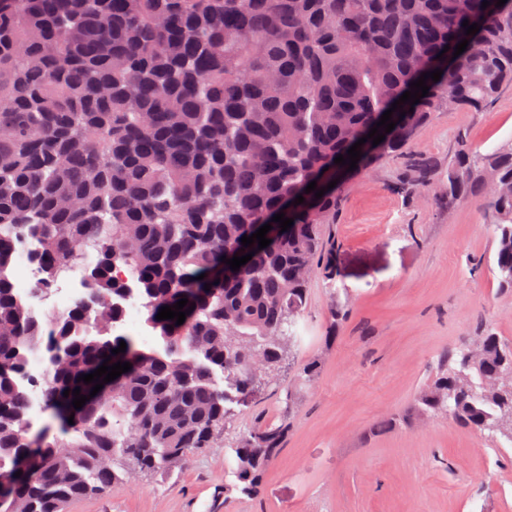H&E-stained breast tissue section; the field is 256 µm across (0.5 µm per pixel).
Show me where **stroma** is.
Wrapping results in <instances>:
<instances>
[{
    "instance_id": "35a3bbf8",
    "label": "stroma",
    "mask_w": 512,
    "mask_h": 512,
    "mask_svg": "<svg viewBox=\"0 0 512 512\" xmlns=\"http://www.w3.org/2000/svg\"><path fill=\"white\" fill-rule=\"evenodd\" d=\"M512 140V91L486 112H439L403 153L349 175L329 273L314 274L288 367L233 404L216 445L187 467L137 474L67 512H512V447H495L448 417L399 422L444 354L484 328L512 339V292L492 274L494 246L482 202L441 206L448 160L459 148L492 152ZM410 154L432 165L412 180ZM335 340H327L328 331ZM319 360L308 383L298 369ZM293 425L257 497L225 498L224 458L258 421L275 422L286 388ZM397 418L396 426L380 421Z\"/></svg>"
}]
</instances>
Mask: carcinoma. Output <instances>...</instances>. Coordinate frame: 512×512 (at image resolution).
I'll return each mask as SVG.
<instances>
[{"mask_svg":"<svg viewBox=\"0 0 512 512\" xmlns=\"http://www.w3.org/2000/svg\"><path fill=\"white\" fill-rule=\"evenodd\" d=\"M482 2L0 0V512H64L135 465L171 471L216 443L230 404L255 392L249 354L273 371L297 342L303 268L330 272L322 225L341 188L317 199L308 184L347 172L334 159L423 73L443 70L419 103L398 105L391 132L376 127L379 153L401 151L436 112H486L512 89V0ZM466 20L479 31L466 34ZM377 154L361 152L357 169ZM413 166L415 183L397 190L429 185L430 163ZM474 198L490 218L498 288L512 292V141L454 155L438 200ZM279 212L294 219L283 233ZM270 222L269 246L241 244ZM229 251L253 256L233 271ZM22 255L40 269L34 291L78 271L86 297L35 313L11 279ZM131 298L163 350L113 335ZM183 298L195 306L183 324L156 319ZM479 343L478 364L444 357L412 415L475 432L512 413V390L489 389L512 371V340L484 329ZM105 361L132 368L74 408L72 391L93 389L79 377ZM33 393L59 431L35 449ZM295 398L288 389L279 423H256L224 459V499L258 494Z\"/></svg>","mask_w":512,"mask_h":512,"instance_id":"cac0c4a2","label":"carcinoma"}]
</instances>
